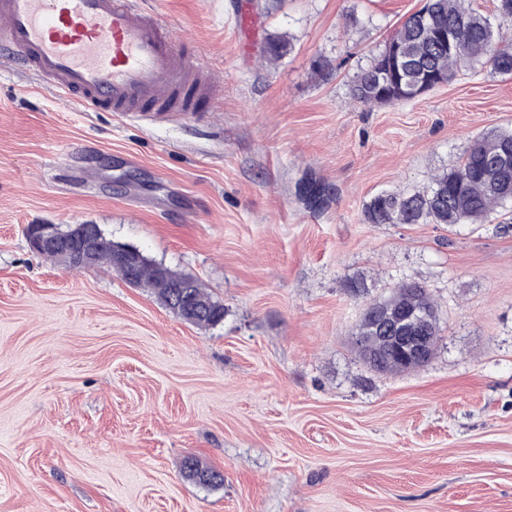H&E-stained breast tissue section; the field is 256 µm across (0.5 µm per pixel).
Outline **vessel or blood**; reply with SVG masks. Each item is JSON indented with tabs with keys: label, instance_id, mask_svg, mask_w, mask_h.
<instances>
[{
	"label": "vessel or blood",
	"instance_id": "vessel-or-blood-1",
	"mask_svg": "<svg viewBox=\"0 0 512 512\" xmlns=\"http://www.w3.org/2000/svg\"><path fill=\"white\" fill-rule=\"evenodd\" d=\"M0 48L93 112H192L219 96L136 0H0Z\"/></svg>",
	"mask_w": 512,
	"mask_h": 512
}]
</instances>
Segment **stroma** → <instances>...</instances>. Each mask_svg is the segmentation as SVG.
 <instances>
[{
	"mask_svg": "<svg viewBox=\"0 0 512 512\" xmlns=\"http://www.w3.org/2000/svg\"><path fill=\"white\" fill-rule=\"evenodd\" d=\"M139 2L222 86L208 111L87 112L0 70V512H512V208L364 217L512 129V77L477 64L411 102L354 100L423 0ZM32 224L99 225L199 280L223 321L65 269ZM404 281L442 339L375 374L352 338ZM189 456L223 486L190 480Z\"/></svg>",
	"mask_w": 512,
	"mask_h": 512,
	"instance_id": "1",
	"label": "stroma"
}]
</instances>
